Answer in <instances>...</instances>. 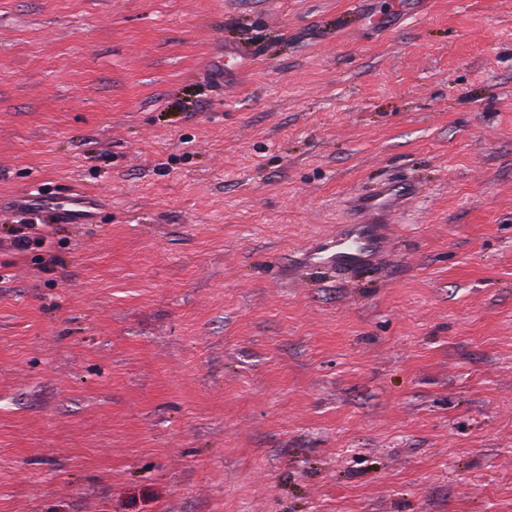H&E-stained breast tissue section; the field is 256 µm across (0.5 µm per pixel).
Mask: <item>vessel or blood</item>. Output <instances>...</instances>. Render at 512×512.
<instances>
[{
    "label": "vessel or blood",
    "instance_id": "vessel-or-blood-1",
    "mask_svg": "<svg viewBox=\"0 0 512 512\" xmlns=\"http://www.w3.org/2000/svg\"><path fill=\"white\" fill-rule=\"evenodd\" d=\"M415 191L388 182L381 184L360 202L355 216L308 253L310 263L329 265L348 272L372 264L389 237V217L409 204ZM89 198L75 195L65 201L50 202L53 219L59 224L89 223L92 213Z\"/></svg>",
    "mask_w": 512,
    "mask_h": 512
}]
</instances>
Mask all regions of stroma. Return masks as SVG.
<instances>
[{"instance_id":"stroma-1","label":"stroma","mask_w":512,"mask_h":512,"mask_svg":"<svg viewBox=\"0 0 512 512\" xmlns=\"http://www.w3.org/2000/svg\"><path fill=\"white\" fill-rule=\"evenodd\" d=\"M397 5L0 0V512H512V0ZM418 194L394 182L382 183L357 206L355 216L324 241L312 247L308 262L335 266L343 272L371 265L389 237V216ZM89 198L73 195L66 201H53L45 204L52 211L55 224H88L93 207Z\"/></svg>"}]
</instances>
